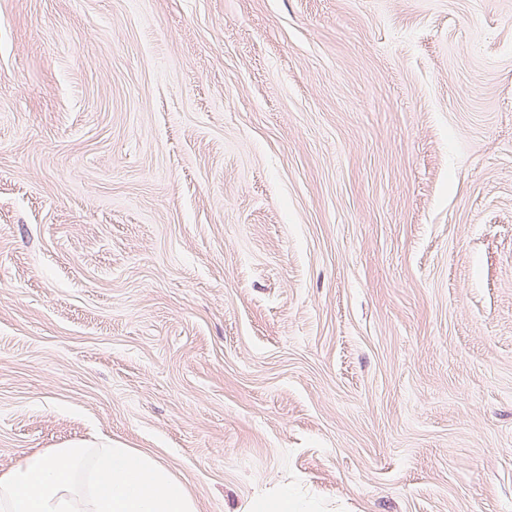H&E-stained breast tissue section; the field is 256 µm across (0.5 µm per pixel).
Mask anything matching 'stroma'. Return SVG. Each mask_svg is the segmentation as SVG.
<instances>
[{
	"mask_svg": "<svg viewBox=\"0 0 512 512\" xmlns=\"http://www.w3.org/2000/svg\"><path fill=\"white\" fill-rule=\"evenodd\" d=\"M199 512H512V0H0V475ZM297 502L288 494V489H279L259 497L248 512H299Z\"/></svg>",
	"mask_w": 512,
	"mask_h": 512,
	"instance_id": "stroma-1",
	"label": "stroma"
}]
</instances>
